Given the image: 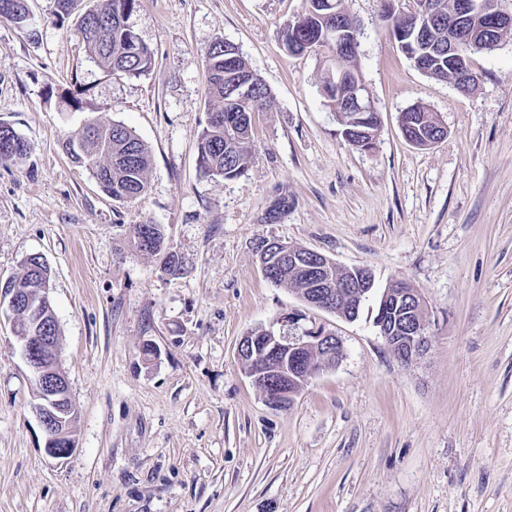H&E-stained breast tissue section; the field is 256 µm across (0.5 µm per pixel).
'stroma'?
I'll return each instance as SVG.
<instances>
[{"label": "stroma", "mask_w": 512, "mask_h": 512, "mask_svg": "<svg viewBox=\"0 0 512 512\" xmlns=\"http://www.w3.org/2000/svg\"><path fill=\"white\" fill-rule=\"evenodd\" d=\"M28 6L37 36L0 17V122L32 147L0 161V277L33 254L49 264L79 414L75 453L47 457L30 371L0 323V512H512V34L473 55L480 84L463 95L390 35L387 11L415 0H343L379 113L364 150L322 94L320 57L281 43L305 0H141L131 24L154 65L139 78L90 62L54 0ZM218 38L275 99L232 179L198 173ZM78 86L75 110L60 95ZM413 105L447 129L431 147L402 134ZM112 120L152 154L146 191L123 205L62 149ZM283 196L287 213L266 221ZM140 222L163 226L166 252L135 248ZM269 239L371 268L380 289L407 281L426 303L427 354L393 358L374 300L348 321L268 281L256 247ZM288 312L339 336L343 355L280 409L237 346Z\"/></svg>", "instance_id": "stroma-1"}]
</instances>
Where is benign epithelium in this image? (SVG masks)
Masks as SVG:
<instances>
[{
  "instance_id": "obj_1",
  "label": "benign epithelium",
  "mask_w": 512,
  "mask_h": 512,
  "mask_svg": "<svg viewBox=\"0 0 512 512\" xmlns=\"http://www.w3.org/2000/svg\"><path fill=\"white\" fill-rule=\"evenodd\" d=\"M336 15L335 24L327 25L318 41L304 45L302 52L320 56L322 79L340 84L347 80L345 56L357 52V45L344 41L347 32L342 9H327V15ZM448 26L454 34L448 36V59L468 66L470 54L497 45L496 37L512 29V12L491 6L487 0H455L448 13ZM429 34V25H421L403 33L397 32L403 52L417 61V43ZM347 106L359 115L377 112L364 83L351 85ZM267 256L262 267L285 268L292 266L307 273L310 285L302 300L324 312L343 316L338 306V288H350L353 297L361 299L370 291L373 273L365 267L353 269L352 277L340 284L332 279L329 269L334 263L312 250H295L279 240L265 246ZM50 283L32 294L17 288L0 287V306L10 312V325L20 355L27 365L38 397L41 399L37 416L44 436V452L53 459H66L77 448L74 435L76 405L72 401L67 377L57 361L60 336L38 334L21 321L19 312L34 314L45 319L52 313L49 295ZM404 300L406 317L396 334L389 333L384 322L376 323L379 333L393 356L404 366L411 367L424 357L428 347V322L420 294L411 289L405 292L386 290L382 304L391 305ZM299 315L286 313L276 323L244 336L238 347V356L244 373L252 385L264 396L269 405L286 407L293 403L296 390L320 373L336 367L342 357V341L322 326L305 329L299 336L289 334L290 327L298 324Z\"/></svg>"
}]
</instances>
